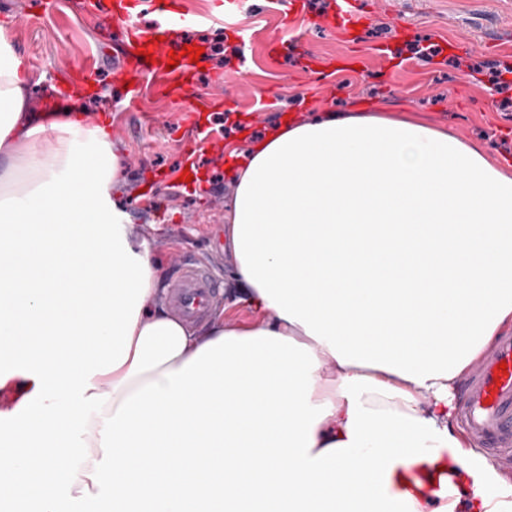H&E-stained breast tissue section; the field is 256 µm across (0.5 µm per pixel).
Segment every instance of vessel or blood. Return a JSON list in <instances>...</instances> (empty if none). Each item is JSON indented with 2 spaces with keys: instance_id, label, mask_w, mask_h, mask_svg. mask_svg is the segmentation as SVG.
Here are the masks:
<instances>
[{
  "instance_id": "1",
  "label": "vessel or blood",
  "mask_w": 512,
  "mask_h": 512,
  "mask_svg": "<svg viewBox=\"0 0 512 512\" xmlns=\"http://www.w3.org/2000/svg\"><path fill=\"white\" fill-rule=\"evenodd\" d=\"M138 0H115L112 19L123 28L124 57L120 72L132 92L150 91L160 95L182 115L184 126H191L192 113L202 107H220L214 99L201 104L185 89L183 82L193 71L189 57H182L179 65L169 67L172 36L183 18L169 12L166 0H156L157 12L167 15L164 25L143 27L136 22ZM151 50L155 59L146 62L142 50ZM222 283L209 264L184 259L176 266L175 276L167 290V301L184 321L195 324L210 313L220 296ZM506 370H499V363ZM456 411L472 439L478 445L483 466L512 469V333L501 335L484 355L480 365L468 375L461 387ZM408 491L426 492L451 490L457 478L449 471L415 467L405 472Z\"/></svg>"
}]
</instances>
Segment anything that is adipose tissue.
Segmentation results:
<instances>
[{
	"label": "adipose tissue",
	"mask_w": 512,
	"mask_h": 512,
	"mask_svg": "<svg viewBox=\"0 0 512 512\" xmlns=\"http://www.w3.org/2000/svg\"><path fill=\"white\" fill-rule=\"evenodd\" d=\"M0 24V512H500L451 389L512 330V174L407 117L230 140L236 303L196 330L117 191L109 128L37 122ZM453 494L398 490L413 465Z\"/></svg>",
	"instance_id": "1"
}]
</instances>
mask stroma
Here are the masks:
<instances>
[{"label":"stroma","instance_id":"1","mask_svg":"<svg viewBox=\"0 0 512 512\" xmlns=\"http://www.w3.org/2000/svg\"><path fill=\"white\" fill-rule=\"evenodd\" d=\"M44 2L0 0V21L14 24L35 109L83 55L97 57L100 69L81 100L92 117L110 123L128 170L121 194L132 223L150 240L164 272L183 256H204L228 295L231 260L219 238L228 195L223 146L230 137L261 135L304 105L394 112L452 129L464 140L512 144V109L489 105L488 82L468 70L479 63L488 73L512 63V0H357L366 20L351 33L335 17L320 16L316 0H302L296 15L284 13L280 0L261 9L250 2L233 9L226 0H174L192 19L179 38L204 50L189 92L220 94L225 105L200 115L218 146L197 155L195 174L205 187L194 192L179 181L188 132L176 113L149 95L137 106L128 102L111 19L87 15L86 0H60L58 14L47 16ZM242 31L253 40L231 51L229 40ZM419 40L442 46L443 54L417 60L411 48ZM230 107L239 124L228 123Z\"/></svg>","mask_w":512,"mask_h":512}]
</instances>
